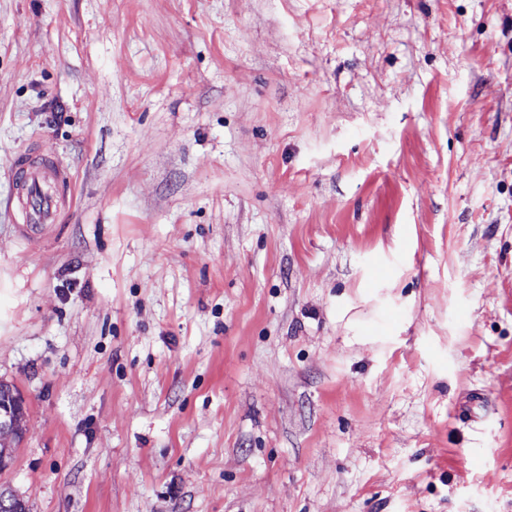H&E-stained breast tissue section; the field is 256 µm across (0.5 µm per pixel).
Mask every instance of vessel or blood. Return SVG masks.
I'll list each match as a JSON object with an SVG mask.
<instances>
[{"label":"vessel or blood","mask_w":512,"mask_h":512,"mask_svg":"<svg viewBox=\"0 0 512 512\" xmlns=\"http://www.w3.org/2000/svg\"><path fill=\"white\" fill-rule=\"evenodd\" d=\"M12 172L28 206L21 232L31 238L42 237L56 221L62 192L69 187L71 176L66 168L59 166L47 154L43 155L40 165H16Z\"/></svg>","instance_id":"obj_1"}]
</instances>
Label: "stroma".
<instances>
[{
  "label": "stroma",
  "mask_w": 512,
  "mask_h": 512,
  "mask_svg": "<svg viewBox=\"0 0 512 512\" xmlns=\"http://www.w3.org/2000/svg\"><path fill=\"white\" fill-rule=\"evenodd\" d=\"M0 382L27 512H512V0H0ZM11 170L28 206L21 232L31 238H40L56 221L62 192L70 187V173L49 154L42 156L39 166H18L12 163ZM47 172L52 176H48ZM25 419L24 402L19 394H16L11 403L0 401V442H13L22 434ZM20 438L13 442L16 443ZM10 443V445L13 444Z\"/></svg>",
  "instance_id": "stroma-1"
}]
</instances>
